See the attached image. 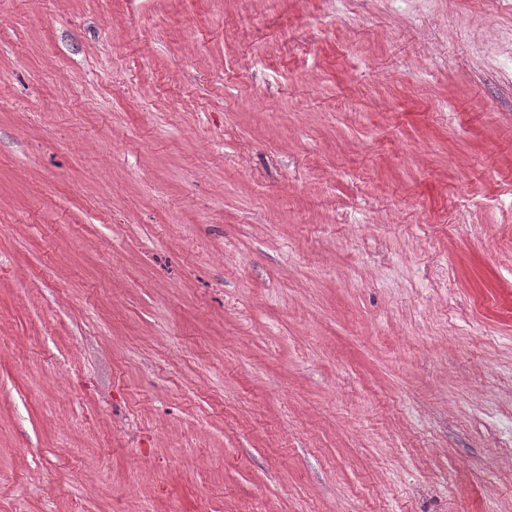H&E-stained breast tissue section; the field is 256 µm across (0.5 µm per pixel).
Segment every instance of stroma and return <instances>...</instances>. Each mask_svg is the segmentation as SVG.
<instances>
[{
  "instance_id": "stroma-1",
  "label": "stroma",
  "mask_w": 512,
  "mask_h": 512,
  "mask_svg": "<svg viewBox=\"0 0 512 512\" xmlns=\"http://www.w3.org/2000/svg\"><path fill=\"white\" fill-rule=\"evenodd\" d=\"M0 512H512V10L0 0Z\"/></svg>"
}]
</instances>
